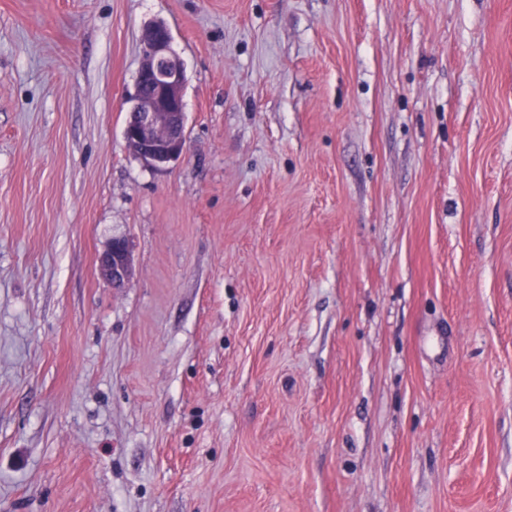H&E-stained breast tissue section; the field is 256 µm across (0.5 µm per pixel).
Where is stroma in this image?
Here are the masks:
<instances>
[{
  "label": "stroma",
  "mask_w": 512,
  "mask_h": 512,
  "mask_svg": "<svg viewBox=\"0 0 512 512\" xmlns=\"http://www.w3.org/2000/svg\"><path fill=\"white\" fill-rule=\"evenodd\" d=\"M0 512H512V0H0ZM141 39L143 60L123 137L135 154L159 167L177 161L186 150V71L171 48L172 36L164 23L148 25ZM101 274L115 286L123 285L132 274L129 246L124 239H114L99 259Z\"/></svg>",
  "instance_id": "stroma-1"
}]
</instances>
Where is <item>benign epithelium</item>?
I'll return each instance as SVG.
<instances>
[{"mask_svg": "<svg viewBox=\"0 0 512 512\" xmlns=\"http://www.w3.org/2000/svg\"><path fill=\"white\" fill-rule=\"evenodd\" d=\"M172 36L163 23L142 32L143 60L137 72L131 117L123 129L126 145L147 163L159 167L182 157L186 118V71L171 48ZM101 274L120 286L132 274L129 246L115 239L99 259Z\"/></svg>", "mask_w": 512, "mask_h": 512, "instance_id": "1", "label": "benign epithelium"}]
</instances>
